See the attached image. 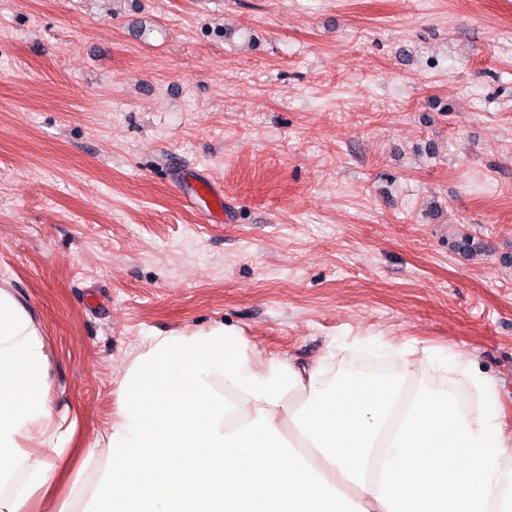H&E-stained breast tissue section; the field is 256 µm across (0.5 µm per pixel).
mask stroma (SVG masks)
<instances>
[{
	"label": "stroma",
	"instance_id": "obj_1",
	"mask_svg": "<svg viewBox=\"0 0 512 512\" xmlns=\"http://www.w3.org/2000/svg\"><path fill=\"white\" fill-rule=\"evenodd\" d=\"M0 287L74 448L147 336L225 321L472 354L511 436L512 0H0Z\"/></svg>",
	"mask_w": 512,
	"mask_h": 512
}]
</instances>
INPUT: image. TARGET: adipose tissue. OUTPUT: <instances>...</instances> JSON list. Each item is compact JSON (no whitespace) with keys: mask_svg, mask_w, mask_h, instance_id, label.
<instances>
[{"mask_svg":"<svg viewBox=\"0 0 512 512\" xmlns=\"http://www.w3.org/2000/svg\"><path fill=\"white\" fill-rule=\"evenodd\" d=\"M50 359L0 288V512H512L498 385L453 349L347 336L297 362L222 323L151 335L75 469Z\"/></svg>","mask_w":512,"mask_h":512,"instance_id":"1","label":"adipose tissue"}]
</instances>
